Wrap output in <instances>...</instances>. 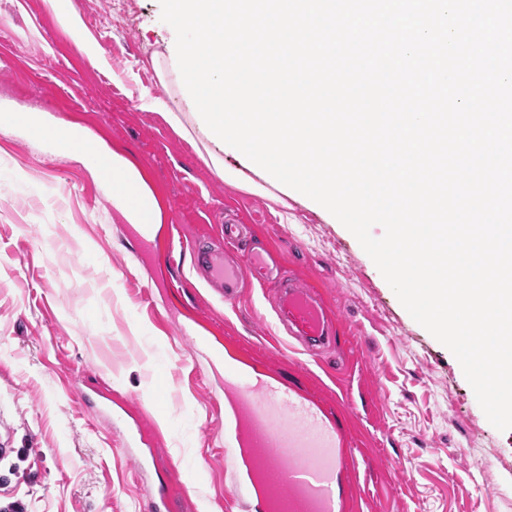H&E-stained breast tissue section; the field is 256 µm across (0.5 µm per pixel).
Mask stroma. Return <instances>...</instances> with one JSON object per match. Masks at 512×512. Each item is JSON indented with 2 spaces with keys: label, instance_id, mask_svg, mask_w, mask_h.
I'll return each instance as SVG.
<instances>
[{
  "label": "stroma",
  "instance_id": "35a3bbf8",
  "mask_svg": "<svg viewBox=\"0 0 512 512\" xmlns=\"http://www.w3.org/2000/svg\"><path fill=\"white\" fill-rule=\"evenodd\" d=\"M62 12L78 16L80 38L59 26ZM160 15L158 0H0V512L14 501L23 512H150L160 478L189 487L172 512H225L230 498L253 512L237 486L228 366L338 419L358 450L359 512H512V430L490 424L459 362L350 231L201 131ZM17 112L65 119L132 158L165 224L142 236L81 148L6 125ZM228 213L319 288L349 342L305 351L274 319L273 286L228 305L186 287L189 258L171 262L157 243L176 224L217 233ZM116 394L159 437L158 473H139L122 428L86 406Z\"/></svg>",
  "mask_w": 512,
  "mask_h": 512
}]
</instances>
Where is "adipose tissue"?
Listing matches in <instances>:
<instances>
[{
    "mask_svg": "<svg viewBox=\"0 0 512 512\" xmlns=\"http://www.w3.org/2000/svg\"><path fill=\"white\" fill-rule=\"evenodd\" d=\"M94 153L97 157L94 169L110 166L112 169V205L120 211L128 223L134 224L139 232L151 231L154 224L160 223L161 211L154 201L150 190L143 181L137 166L132 160L116 150L103 145H96ZM136 190L142 200L141 205L130 201L128 190Z\"/></svg>",
    "mask_w": 512,
    "mask_h": 512,
    "instance_id": "ef3b65f1",
    "label": "adipose tissue"
}]
</instances>
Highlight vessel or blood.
I'll use <instances>...</instances> for the list:
<instances>
[{
  "mask_svg": "<svg viewBox=\"0 0 512 512\" xmlns=\"http://www.w3.org/2000/svg\"><path fill=\"white\" fill-rule=\"evenodd\" d=\"M195 271L225 301H236L248 279L283 280L276 315L310 350L335 340L338 318L313 284L288 274L280 257L239 217L225 218L208 247L188 241ZM244 449L249 484L264 512H357L356 453L326 425L320 407L292 389L236 377L227 396Z\"/></svg>",
  "mask_w": 512,
  "mask_h": 512,
  "instance_id": "obj_1",
  "label": "vessel or blood"
}]
</instances>
